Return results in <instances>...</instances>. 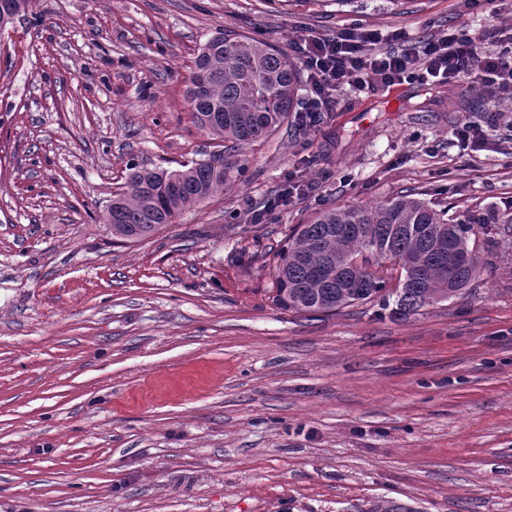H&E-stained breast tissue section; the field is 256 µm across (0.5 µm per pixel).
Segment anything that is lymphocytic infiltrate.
Here are the masks:
<instances>
[{"label": "lymphocytic infiltrate", "instance_id": "lymphocytic-infiltrate-1", "mask_svg": "<svg viewBox=\"0 0 512 512\" xmlns=\"http://www.w3.org/2000/svg\"><path fill=\"white\" fill-rule=\"evenodd\" d=\"M494 33L491 26L478 35L463 28L399 53L374 49L368 35L306 37L299 49L308 81L305 117L316 121L319 113L333 109L339 92L360 91L375 80L391 87L430 78L467 79L511 93L512 50L490 53L484 48Z\"/></svg>", "mask_w": 512, "mask_h": 512}]
</instances>
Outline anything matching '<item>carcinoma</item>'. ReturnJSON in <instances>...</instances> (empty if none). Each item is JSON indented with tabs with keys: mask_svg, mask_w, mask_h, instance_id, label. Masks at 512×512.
<instances>
[{
	"mask_svg": "<svg viewBox=\"0 0 512 512\" xmlns=\"http://www.w3.org/2000/svg\"><path fill=\"white\" fill-rule=\"evenodd\" d=\"M29 0H0V30ZM301 75L276 47L224 34L195 60L187 100L195 124L223 139L224 150L176 170L128 168L112 195V236L137 242L174 222L213 192L233 185L237 152L279 128L298 101ZM474 225L448 218V207L408 190L371 208H330L301 224L271 253L273 302L299 313H334L357 303L395 301L405 314L468 290L486 260L470 244Z\"/></svg>",
	"mask_w": 512,
	"mask_h": 512,
	"instance_id": "cac0c4a2",
	"label": "carcinoma"
}]
</instances>
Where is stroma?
Listing matches in <instances>:
<instances>
[{
    "mask_svg": "<svg viewBox=\"0 0 512 512\" xmlns=\"http://www.w3.org/2000/svg\"><path fill=\"white\" fill-rule=\"evenodd\" d=\"M483 0H32L0 31V512H512V244L398 315L273 301L265 259L326 207L415 190L512 206V96L465 80L340 94L137 242L100 220L129 166L221 150L186 89L210 38L396 51ZM480 124L478 144L454 130ZM301 185L289 196V184Z\"/></svg>",
    "mask_w": 512,
    "mask_h": 512,
    "instance_id": "stroma-1",
    "label": "stroma"
}]
</instances>
